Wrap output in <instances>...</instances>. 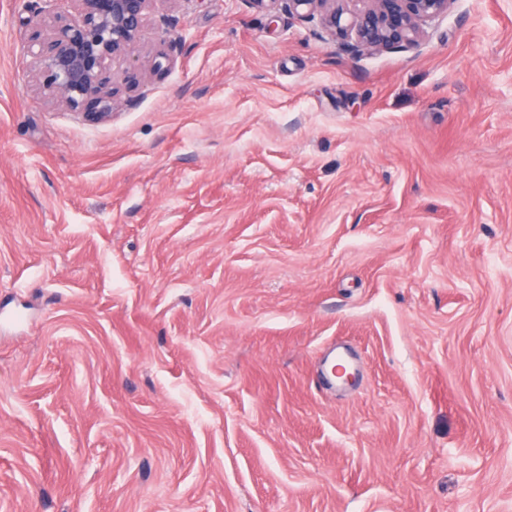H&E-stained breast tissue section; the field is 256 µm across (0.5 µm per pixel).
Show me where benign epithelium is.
Masks as SVG:
<instances>
[{
  "label": "benign epithelium",
  "mask_w": 512,
  "mask_h": 512,
  "mask_svg": "<svg viewBox=\"0 0 512 512\" xmlns=\"http://www.w3.org/2000/svg\"><path fill=\"white\" fill-rule=\"evenodd\" d=\"M23 45L35 59L36 78L55 102L92 120L112 117L116 91L111 65L130 57L156 0H42ZM279 4L298 20L317 21L353 54L409 49L425 27L448 13L454 0H249Z\"/></svg>",
  "instance_id": "1"
}]
</instances>
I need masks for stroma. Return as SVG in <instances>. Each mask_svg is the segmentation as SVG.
Returning a JSON list of instances; mask_svg holds the SVG:
<instances>
[{
	"label": "stroma",
	"mask_w": 512,
	"mask_h": 512,
	"mask_svg": "<svg viewBox=\"0 0 512 512\" xmlns=\"http://www.w3.org/2000/svg\"><path fill=\"white\" fill-rule=\"evenodd\" d=\"M39 3L0 0V512H512V0L357 55L156 0L104 122L33 81Z\"/></svg>",
	"instance_id": "obj_1"
}]
</instances>
